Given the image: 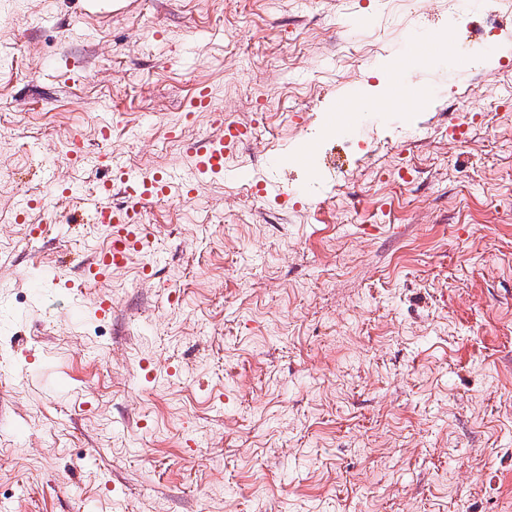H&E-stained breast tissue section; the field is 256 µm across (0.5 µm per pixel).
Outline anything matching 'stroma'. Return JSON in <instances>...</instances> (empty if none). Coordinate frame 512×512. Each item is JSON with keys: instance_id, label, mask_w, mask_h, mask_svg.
I'll return each instance as SVG.
<instances>
[{"instance_id": "stroma-1", "label": "stroma", "mask_w": 512, "mask_h": 512, "mask_svg": "<svg viewBox=\"0 0 512 512\" xmlns=\"http://www.w3.org/2000/svg\"><path fill=\"white\" fill-rule=\"evenodd\" d=\"M414 32L453 49L391 107ZM203 86L250 127L232 163L306 197L149 204L146 254L83 290L111 316L72 323L105 236L68 141L187 168ZM305 141L310 169L270 167ZM0 512H512V0H0Z\"/></svg>"}]
</instances>
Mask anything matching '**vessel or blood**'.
Segmentation results:
<instances>
[{
  "label": "vessel or blood",
  "mask_w": 512,
  "mask_h": 512,
  "mask_svg": "<svg viewBox=\"0 0 512 512\" xmlns=\"http://www.w3.org/2000/svg\"><path fill=\"white\" fill-rule=\"evenodd\" d=\"M450 48V42L436 34L410 39L402 54L401 75L392 84L393 98L420 99L424 90L413 82V74L428 61L447 57ZM214 124L217 133L210 139L186 142L188 171L162 175L125 166L108 151L89 157L84 141L78 137L71 139L67 152L70 162L91 160L110 172L109 179L100 182L94 194L84 201L90 221L103 227L106 236L103 246L83 266V283L105 281L113 271L125 268L136 253L145 251L148 233L141 216L147 203L176 198L209 177L250 181L248 172L227 161L228 155L243 141L242 130L237 123L220 115Z\"/></svg>",
  "instance_id": "vessel-or-blood-1"
}]
</instances>
